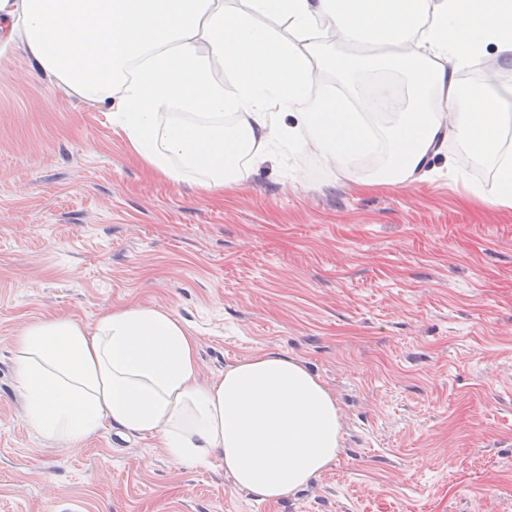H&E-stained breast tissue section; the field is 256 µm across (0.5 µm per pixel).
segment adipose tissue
I'll use <instances>...</instances> for the list:
<instances>
[{
  "label": "adipose tissue",
  "mask_w": 512,
  "mask_h": 512,
  "mask_svg": "<svg viewBox=\"0 0 512 512\" xmlns=\"http://www.w3.org/2000/svg\"><path fill=\"white\" fill-rule=\"evenodd\" d=\"M265 17L285 24L275 36ZM0 21L22 36L37 65L80 98L110 111L137 157L173 180L206 168L203 191L243 176L240 143L256 163L298 148L311 131L325 160L352 171L360 133L334 96L310 97L318 70L350 72L326 35L383 43L408 81L409 102L385 133L393 148L383 183L427 179L447 142L496 172L474 197L512 206V150L499 134L508 92L461 90L457 74L488 49L512 52V0H0ZM224 67L233 93L214 77ZM293 114L275 122L271 107ZM245 113V140L224 127ZM25 420L42 437L80 443L109 422L159 438L172 460H224L258 499L298 490L336 457V403L302 366L278 354L246 358L199 381L197 342L172 312L134 305L93 325L47 317L15 337Z\"/></svg>",
  "instance_id": "1"
}]
</instances>
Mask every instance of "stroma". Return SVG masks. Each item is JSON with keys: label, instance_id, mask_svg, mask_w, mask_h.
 I'll use <instances>...</instances> for the list:
<instances>
[{"label": "stroma", "instance_id": "1", "mask_svg": "<svg viewBox=\"0 0 512 512\" xmlns=\"http://www.w3.org/2000/svg\"><path fill=\"white\" fill-rule=\"evenodd\" d=\"M325 85L361 99L385 46ZM456 163L461 175L447 174ZM429 180L360 187L305 151L219 194L134 155L111 113L62 88L0 32V512H512V206L455 144ZM162 308L196 338L199 380L280 354L336 403V458L260 501L214 459L104 423L79 445L41 437L17 392L12 339L52 316Z\"/></svg>", "mask_w": 512, "mask_h": 512}]
</instances>
